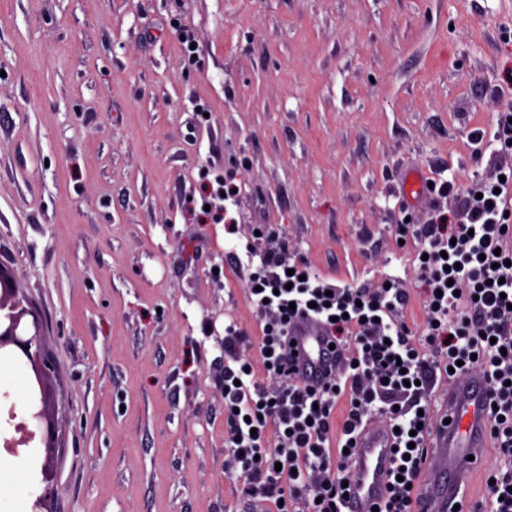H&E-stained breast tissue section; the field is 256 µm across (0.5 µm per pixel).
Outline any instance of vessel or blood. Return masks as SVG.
<instances>
[{"label":"vessel or blood","instance_id":"b4317fda","mask_svg":"<svg viewBox=\"0 0 512 512\" xmlns=\"http://www.w3.org/2000/svg\"><path fill=\"white\" fill-rule=\"evenodd\" d=\"M288 369L304 384L316 387L340 372L342 350L332 348L319 318L301 315L288 333ZM431 416L428 448L418 487L416 512H455L459 493L486 461L490 435L488 386L483 375L469 373L440 392ZM394 438L384 424L366 425L357 435L350 461L354 479L347 489L345 512H373L389 494L396 467Z\"/></svg>","mask_w":512,"mask_h":512}]
</instances>
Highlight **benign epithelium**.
Wrapping results in <instances>:
<instances>
[{"label": "benign epithelium", "mask_w": 512, "mask_h": 512, "mask_svg": "<svg viewBox=\"0 0 512 512\" xmlns=\"http://www.w3.org/2000/svg\"><path fill=\"white\" fill-rule=\"evenodd\" d=\"M44 322L41 315L18 296L11 276L0 269V357L4 356L30 369L28 412L41 423L40 431L29 429L20 421L14 426L19 437L7 440L4 450L12 455L28 446L35 438L46 448L56 447L58 420L50 413V393L47 380L49 367L43 357L41 337Z\"/></svg>", "instance_id": "obj_1"}]
</instances>
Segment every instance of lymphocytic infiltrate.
Here are the masks:
<instances>
[{"mask_svg": "<svg viewBox=\"0 0 512 512\" xmlns=\"http://www.w3.org/2000/svg\"><path fill=\"white\" fill-rule=\"evenodd\" d=\"M459 223L436 211L418 231L427 260L419 267L428 332L421 344L394 313L402 289L373 292L333 284L265 254L248 276L249 297L273 313L259 341L260 365L240 352L235 326L224 335V426L241 469L244 503L270 501L276 512H341L353 447L366 417L396 430L398 478L379 512H415L429 415L422 407L439 372L462 376L480 367L490 384L491 438L504 469L485 479V512H512V177L467 190ZM323 319L339 346L354 344L346 380L304 387L284 364L294 311ZM279 379L271 390L258 372ZM348 402L337 419L339 398Z\"/></svg>", "mask_w": 512, "mask_h": 512, "instance_id": "1", "label": "lymphocytic infiltrate"}]
</instances>
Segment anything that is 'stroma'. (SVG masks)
<instances>
[{
    "instance_id": "stroma-1",
    "label": "stroma",
    "mask_w": 512,
    "mask_h": 512,
    "mask_svg": "<svg viewBox=\"0 0 512 512\" xmlns=\"http://www.w3.org/2000/svg\"><path fill=\"white\" fill-rule=\"evenodd\" d=\"M511 111L512 0H0V266L61 421L19 457L31 498L47 463L50 512H238L224 327L255 360L269 319L240 244L400 283L422 336L399 227L460 202L408 187L512 172ZM219 172L234 234L202 215Z\"/></svg>"
}]
</instances>
